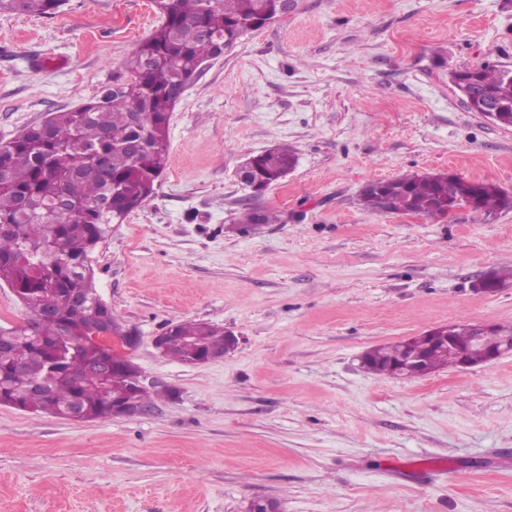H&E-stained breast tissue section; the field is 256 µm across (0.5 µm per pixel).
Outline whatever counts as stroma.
<instances>
[{"instance_id": "obj_1", "label": "stroma", "mask_w": 512, "mask_h": 512, "mask_svg": "<svg viewBox=\"0 0 512 512\" xmlns=\"http://www.w3.org/2000/svg\"><path fill=\"white\" fill-rule=\"evenodd\" d=\"M160 22L155 0L0 14V143L94 98ZM512 68V0H298L189 83L155 193L113 225L95 285L136 329L159 390L135 417L0 406V512H512V354L416 379L364 352L448 324H512V208L435 220L364 209L373 181L445 172L512 195V128L469 111L448 72ZM275 144L294 170L237 178ZM283 214L238 230L245 210ZM234 331L187 365L155 336ZM171 327L174 328V332L169 335L164 355L183 363H186L191 356L192 347L199 348V350L223 348L225 334L229 338L232 350H235L238 345V339L233 332L224 331V328L205 322L185 321ZM187 339L191 344L187 342ZM232 350L229 352L224 350L201 352L193 364L202 365L224 359V356L231 353Z\"/></svg>"}]
</instances>
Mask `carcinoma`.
Instances as JSON below:
<instances>
[{
	"label": "carcinoma",
	"instance_id": "1",
	"mask_svg": "<svg viewBox=\"0 0 512 512\" xmlns=\"http://www.w3.org/2000/svg\"><path fill=\"white\" fill-rule=\"evenodd\" d=\"M280 0H156L163 23L112 72L101 95L66 111L51 124L30 126L0 144V283L17 289L25 309L24 326L0 327V344L28 337L21 373L0 357V406L65 418L79 402L86 420L112 416V399L123 398L125 379L105 388L80 383L85 368L102 358L90 344L68 359L52 379L48 395L30 388L46 379L51 343L66 333L80 340L94 331H120L112 308L100 304L94 285L93 255L106 243L111 225L151 197L169 156L170 114L197 64L213 58L226 44L267 26ZM66 0H0V13L51 16ZM479 91L467 105L484 112L481 95L499 103L497 125L512 127V82L502 67L484 63L457 70ZM295 154L274 145L254 156L250 184L264 191L294 167ZM469 204L479 216L512 207V196L489 181L446 173L413 174L391 180L387 190L361 193V205L383 213L413 212L437 218L443 207ZM278 217L249 209L241 223L273 224ZM165 355L186 362L191 348L224 347V329L205 322L173 325ZM413 348L429 363H457L455 350L419 338ZM403 343L369 350L364 365L395 375Z\"/></svg>",
	"mask_w": 512,
	"mask_h": 512
}]
</instances>
